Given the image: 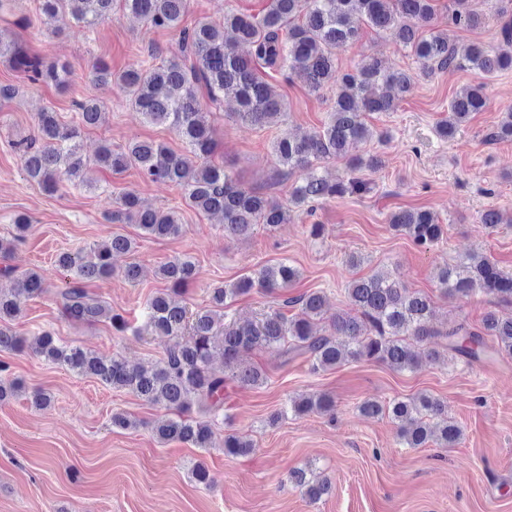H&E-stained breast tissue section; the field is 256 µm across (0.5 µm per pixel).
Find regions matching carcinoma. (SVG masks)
<instances>
[{"instance_id": "carcinoma-1", "label": "carcinoma", "mask_w": 512, "mask_h": 512, "mask_svg": "<svg viewBox=\"0 0 512 512\" xmlns=\"http://www.w3.org/2000/svg\"><path fill=\"white\" fill-rule=\"evenodd\" d=\"M450 2L448 26L480 24V17L469 9V0ZM114 5L115 0H40L43 14L67 11L85 29L112 19ZM121 7L153 28L181 29L187 57L171 58L148 69L131 67L119 76L118 83L129 104L148 122L174 130L184 150L175 153L150 141H135L120 151L104 144L95 159L89 160L82 153L80 138L83 130L98 124L103 101L88 99L76 103L77 121L71 125L60 123L55 112L38 114L37 135L15 144L23 170L29 181L54 192L64 182L76 186L86 183L92 164L114 173L135 168L146 180L181 187L188 207L222 215L224 236L229 238H247L258 224L270 229L286 224L294 208L371 191L370 182L359 173L378 171L385 161L378 154L357 153L355 149L375 137L381 140L383 135L374 134L363 116L394 111L411 86V75L388 69L374 55H363L354 69L340 71L337 53L359 40L362 26L393 33L420 62L423 76L446 69L495 74L512 68V20L502 27L503 43L495 47L472 43L459 49L447 29L433 25L432 0H271L256 13L232 10L220 22L204 18L190 29L180 28L188 0H121ZM237 45L248 46L249 55L237 54ZM0 59L31 81L60 89L69 84L67 67L47 64L16 40L1 35ZM273 68L288 70V78L299 81L311 93L326 87L336 89L331 110L319 130L303 137L284 131L272 141L271 154L278 165L288 168L290 174L305 172L292 184L286 206L245 188L224 164L212 160L215 128L206 119L209 110L200 100L207 96L219 110L224 98L230 96L237 105V120L262 128L276 125L285 108L281 95L265 79L266 70ZM88 78L95 86H112V70L101 60L92 65ZM485 104L482 86L455 95L449 103L448 122L437 128L439 136L452 138L459 125L471 113L482 111ZM330 158L344 160L347 175L335 179L320 175L318 164ZM105 221L133 223L142 235L157 239L175 237L182 231L175 211L145 207L132 192L119 198L117 209L106 215ZM14 224L17 235L7 243L0 241L3 254L23 240L28 228L21 216ZM389 224L425 248L438 243L444 234L433 212L423 208L394 211ZM136 248V240L118 234L57 255L56 265L68 277L65 287L57 292L67 320L87 325L107 321L117 332L129 329L121 315L87 290V284L110 278L112 256L133 253ZM0 274L13 278L12 287L0 288V352L30 349L48 363L127 390L165 410L164 417L155 423L157 438L163 444L178 441L204 450L211 447L212 425L224 417L230 386L256 387L267 380L261 368L244 362V355L254 349H274L284 364L304 357L314 374L349 361H376L395 371H414L423 360H441L427 345L432 336L444 338L448 354L467 365L492 361L502 353L512 355V314L487 313L480 331L464 323L435 330L430 326V298L409 291L387 271H376L348 284L349 312L329 314L328 296L314 291L285 300L287 306H299V312L290 317L279 310L267 311L255 321L228 317L226 307L237 296L255 288L273 292L300 277L297 268L284 262L264 265L253 276L244 275L231 284L212 288L210 307L190 317L187 307L175 301L173 294L194 280L196 266L188 257H176L158 270L169 288L147 300L142 324L134 328L137 334L165 340L163 358L146 369L130 366L116 356L107 358L78 345L61 344L50 331L31 341L17 334L7 322L21 315L26 300L47 291L45 279L33 270L15 276L5 268ZM437 278L448 297L478 293L491 297L500 307H512V273L500 270L481 253H468L455 264L439 268ZM326 318L328 332L322 333L318 323ZM217 352L224 358L222 371L212 366ZM333 408V398L320 392L289 401L290 411L297 416L324 414ZM359 410L372 416L387 414L406 448H420L429 442L450 448L462 436L461 428L448 418L445 402L425 392L386 405L366 399ZM252 447L248 436L237 432L224 438V454L228 456L245 455ZM289 479L311 501L331 489L330 482L310 468L291 470Z\"/></svg>"}]
</instances>
